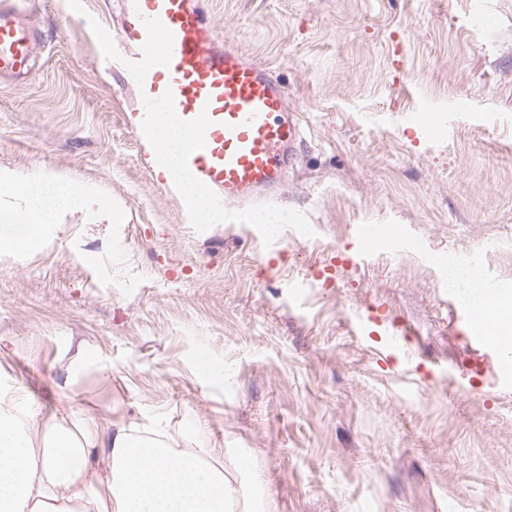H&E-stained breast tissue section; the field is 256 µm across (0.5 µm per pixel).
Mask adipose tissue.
<instances>
[{
    "label": "adipose tissue",
    "mask_w": 512,
    "mask_h": 512,
    "mask_svg": "<svg viewBox=\"0 0 512 512\" xmlns=\"http://www.w3.org/2000/svg\"><path fill=\"white\" fill-rule=\"evenodd\" d=\"M0 191L18 194L24 209H0L17 226L0 240L8 250H39L44 228L66 204L96 205L84 188L63 193L49 179L0 173ZM162 423L147 431L108 433L78 411L42 414L0 400V512H268L265 489L237 490L216 462L223 449L198 444L178 452ZM106 449L108 464L92 462Z\"/></svg>",
    "instance_id": "1"
}]
</instances>
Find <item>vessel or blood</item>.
<instances>
[{
  "label": "vessel or blood",
  "mask_w": 512,
  "mask_h": 512,
  "mask_svg": "<svg viewBox=\"0 0 512 512\" xmlns=\"http://www.w3.org/2000/svg\"><path fill=\"white\" fill-rule=\"evenodd\" d=\"M146 17L159 18L174 42L169 65L147 73L145 92L172 91L181 118L211 120L204 147L189 157L192 174L225 205L275 198L302 143L284 86L237 45L218 40L203 0H125L119 47L143 45ZM40 38L25 0H0V79L34 78Z\"/></svg>",
  "instance_id": "b4317fda"
}]
</instances>
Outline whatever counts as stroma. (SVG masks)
Instances as JSON below:
<instances>
[{"mask_svg": "<svg viewBox=\"0 0 512 512\" xmlns=\"http://www.w3.org/2000/svg\"><path fill=\"white\" fill-rule=\"evenodd\" d=\"M82 4L29 0L44 67L0 83V170L84 185L123 221L67 205L40 251L0 250V398L163 416L269 512H512V370L438 266L457 253L512 292V0H204L304 130L274 203L315 234L268 246L196 232L146 171L139 89L89 25L118 36L124 5ZM365 225L390 234L365 245ZM144 117H145V108L143 106L142 99H141L138 112H133L131 114V125L134 128L133 132L136 136L137 142L140 145H142V147L144 149V155H145V159L147 160L148 170L151 173H154L156 175V171L162 170L163 167H161L157 164L154 151L143 135L142 122L144 120Z\"/></svg>", "mask_w": 512, "mask_h": 512, "instance_id": "35a3bbf8", "label": "stroma"}]
</instances>
